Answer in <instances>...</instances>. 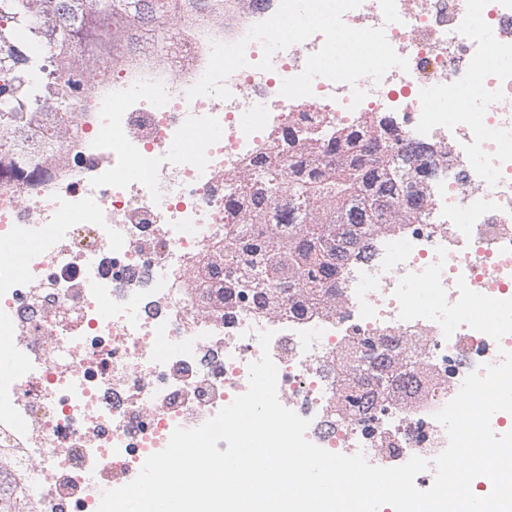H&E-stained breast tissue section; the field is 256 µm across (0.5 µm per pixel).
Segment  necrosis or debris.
<instances>
[{"label": "necrosis or debris", "instance_id": "1", "mask_svg": "<svg viewBox=\"0 0 512 512\" xmlns=\"http://www.w3.org/2000/svg\"><path fill=\"white\" fill-rule=\"evenodd\" d=\"M279 3L189 0L164 44L137 25L104 52L61 54L76 111L47 101V139L0 129V242L26 245L0 266V473L24 512H97L102 484H128L176 427L247 391L263 330L278 398L309 419L307 439L385 467L441 453L436 413L512 352V0H363L344 22L384 28L408 70L354 86L319 77L289 99L283 80L322 35L276 52L268 71L253 42L229 99H187L211 43L239 40ZM374 112L392 118L401 151L428 152L416 164L425 220L383 227L333 302L299 315L225 307L231 193L260 159L287 160L289 129ZM380 337L411 384L347 399L370 376L365 341Z\"/></svg>", "mask_w": 512, "mask_h": 512}]
</instances>
